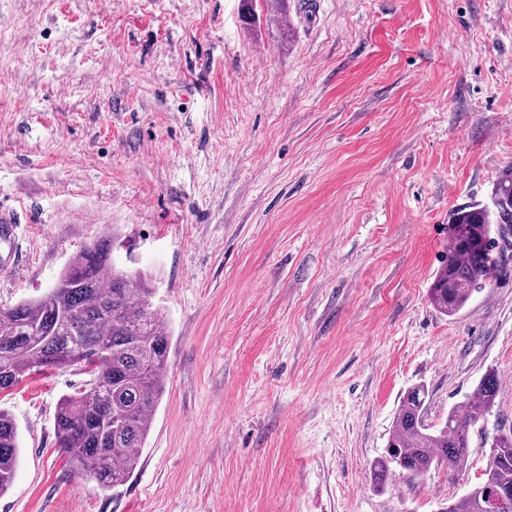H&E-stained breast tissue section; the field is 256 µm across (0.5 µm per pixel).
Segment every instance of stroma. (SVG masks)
I'll return each instance as SVG.
<instances>
[{
    "mask_svg": "<svg viewBox=\"0 0 512 512\" xmlns=\"http://www.w3.org/2000/svg\"><path fill=\"white\" fill-rule=\"evenodd\" d=\"M0 305L113 242L170 330L122 485L57 448L41 371L0 393L20 460L0 512H439L512 429L509 270L456 316L428 289L448 220L512 167V0H0ZM504 385L465 471L377 490L403 394L442 424Z\"/></svg>",
    "mask_w": 512,
    "mask_h": 512,
    "instance_id": "35a3bbf8",
    "label": "stroma"
}]
</instances>
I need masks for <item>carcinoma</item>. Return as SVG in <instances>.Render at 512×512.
<instances>
[{
  "mask_svg": "<svg viewBox=\"0 0 512 512\" xmlns=\"http://www.w3.org/2000/svg\"><path fill=\"white\" fill-rule=\"evenodd\" d=\"M512 227V170L499 179L490 203L452 213L448 250L429 291L433 307L459 314L472 296L506 268L499 239ZM104 240L72 255L46 293L0 307V393L41 370L72 368L87 376L62 395L54 417L57 444L70 463L105 487L126 481L148 439L164 393L170 335L152 303L153 289L139 272L111 264ZM500 390L488 370L474 391L448 411L443 425L426 421L425 389L412 388L394 416L385 454L371 468L383 488L395 471L420 477L439 466L468 465L473 429L491 413ZM18 428L0 409V494L13 483ZM512 493V430L492 437L482 477L448 512H485L488 500Z\"/></svg>",
  "mask_w": 512,
  "mask_h": 512,
  "instance_id": "cac0c4a2",
  "label": "carcinoma"
}]
</instances>
